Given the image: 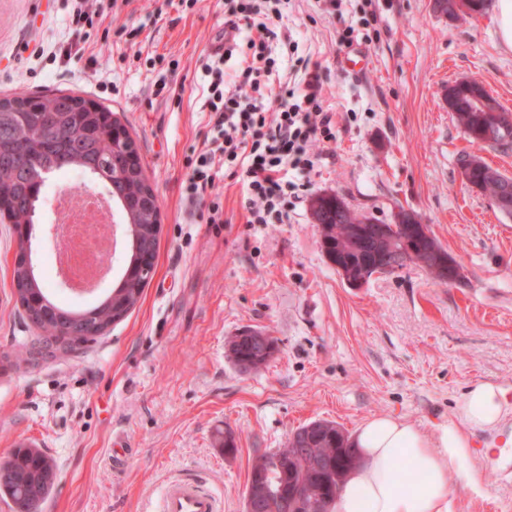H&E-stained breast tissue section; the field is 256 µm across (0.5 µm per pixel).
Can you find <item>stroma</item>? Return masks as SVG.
I'll use <instances>...</instances> for the list:
<instances>
[{
	"label": "stroma",
	"mask_w": 512,
	"mask_h": 512,
	"mask_svg": "<svg viewBox=\"0 0 512 512\" xmlns=\"http://www.w3.org/2000/svg\"><path fill=\"white\" fill-rule=\"evenodd\" d=\"M0 0V96L62 90L116 112L135 140L160 205L152 278L132 313L71 354L40 352L12 285L18 241L0 223V461L31 445L54 462L40 512H157L164 485L201 479L223 512H245L251 467L314 420L347 434L375 415L429 435L453 419L471 384L512 390V217L460 178L477 153L512 177V150L470 144L443 97L463 79L483 83L512 112V52L495 10L451 18L433 0H342L341 18L320 0H288L271 84L294 85L292 59L320 65L322 106L336 141L315 161L285 224H247L241 182L221 170L224 221L182 194L187 159L205 147L210 114L202 71L224 37L225 0L189 9L179 0H116L87 27L86 55L101 69L63 65L68 0ZM353 28L354 43L339 35ZM41 45L42 58L23 52ZM364 67L351 74L354 56ZM170 76V95L154 83ZM48 179L34 226V262L45 272L53 238ZM335 193L350 208L391 219L414 210L460 265V285L436 283L419 265L350 288L320 247L310 201ZM267 331V366L241 372L227 355L238 330ZM233 432L225 454L220 433ZM452 512H512V464L475 460L449 481Z\"/></svg>",
	"instance_id": "1"
}]
</instances>
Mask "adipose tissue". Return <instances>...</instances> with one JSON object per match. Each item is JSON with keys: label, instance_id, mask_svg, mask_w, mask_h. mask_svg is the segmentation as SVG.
Segmentation results:
<instances>
[{"label": "adipose tissue", "instance_id": "adipose-tissue-1", "mask_svg": "<svg viewBox=\"0 0 512 512\" xmlns=\"http://www.w3.org/2000/svg\"><path fill=\"white\" fill-rule=\"evenodd\" d=\"M512 413V393L501 385L473 384L457 407V421L429 437L405 419L380 415L364 421L353 443L360 463L336 499L335 512H451L448 479L471 456L465 429H496ZM406 469H398L399 461Z\"/></svg>", "mask_w": 512, "mask_h": 512}]
</instances>
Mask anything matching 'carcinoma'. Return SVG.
Returning a JSON list of instances; mask_svg holds the SVG:
<instances>
[{"label": "carcinoma", "mask_w": 512, "mask_h": 512, "mask_svg": "<svg viewBox=\"0 0 512 512\" xmlns=\"http://www.w3.org/2000/svg\"><path fill=\"white\" fill-rule=\"evenodd\" d=\"M444 99L473 144L506 152L512 149V112L505 111L482 85L466 80L445 89ZM122 127L107 107L82 96L31 94L0 99V218L23 236V227L34 224L42 187L34 175L56 174L62 168H79L91 176L110 175L114 204L124 218L127 252L122 277L99 304L73 309L51 299L35 273L28 270L22 253L13 264L12 283L27 326L40 331L44 340L66 336L69 350L87 343L85 336H103L136 306L154 271L159 249L160 206L145 174L135 141L113 136ZM461 168L469 172L473 188L490 198L500 194L508 177L488 165L481 156L466 153ZM320 244L326 258L354 276L393 260V249L402 251L399 267L420 263L442 284L461 279L459 267L439 264L450 258L429 225L406 224L402 239L393 243L381 232L380 218L358 213L337 194L320 196L312 206ZM228 356L245 372L262 369L273 357L247 341L231 342ZM312 426V447L299 451L285 445L256 459L247 495L264 512H274L292 488L302 484L312 491L316 507L310 512H334L336 490L358 465L352 442L333 421L317 420ZM54 463L41 450L16 448L10 466L0 470V493L12 501L13 512H40L54 477Z\"/></svg>", "instance_id": "1"}]
</instances>
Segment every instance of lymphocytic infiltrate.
Masks as SVG:
<instances>
[{
	"label": "lymphocytic infiltrate",
	"mask_w": 512,
	"mask_h": 512,
	"mask_svg": "<svg viewBox=\"0 0 512 512\" xmlns=\"http://www.w3.org/2000/svg\"><path fill=\"white\" fill-rule=\"evenodd\" d=\"M105 0H71L73 39L61 49L65 60L80 59V42L86 24L105 11ZM224 51L209 55L202 69L209 79L207 107L211 137L204 150L189 158L183 192L192 202H207V221L220 224L224 210L214 189L216 158L240 168L248 194L247 221L251 224L284 222L288 199L302 188L303 173L312 170L314 149L335 140L332 113L320 101V76L311 72L303 91L272 92L262 78L276 61L269 43L278 34L267 25L280 17L281 0H227ZM257 28L258 37L243 38L244 28ZM246 45L242 67L232 81H225L224 65L239 45Z\"/></svg>",
	"instance_id": "obj_1"
}]
</instances>
